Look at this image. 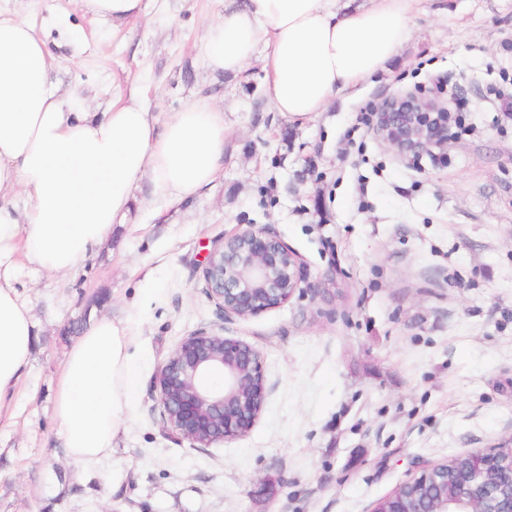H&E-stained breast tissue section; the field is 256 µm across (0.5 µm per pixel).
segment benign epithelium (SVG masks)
Here are the masks:
<instances>
[{
	"label": "benign epithelium",
	"instance_id": "1",
	"mask_svg": "<svg viewBox=\"0 0 512 512\" xmlns=\"http://www.w3.org/2000/svg\"><path fill=\"white\" fill-rule=\"evenodd\" d=\"M450 113L435 99L407 93L384 101L374 130L401 158L416 162L448 147ZM209 297L227 314L257 316L287 303L302 282L297 254L254 225L214 244L203 268ZM169 428L196 448L247 435L266 399L262 357L250 344L214 330L183 337L153 381ZM437 463L374 503L370 512H512V441Z\"/></svg>",
	"mask_w": 512,
	"mask_h": 512
}]
</instances>
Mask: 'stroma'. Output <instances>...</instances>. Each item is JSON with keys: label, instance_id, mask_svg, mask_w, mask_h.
I'll return each instance as SVG.
<instances>
[{"label": "stroma", "instance_id": "35a3bbf8", "mask_svg": "<svg viewBox=\"0 0 512 512\" xmlns=\"http://www.w3.org/2000/svg\"><path fill=\"white\" fill-rule=\"evenodd\" d=\"M246 0H144L119 27L73 0H0L44 38L51 75L104 106L136 94L165 123L199 98L224 114V166L191 201L149 182L75 272L25 268L35 342L12 423H0V512H369L428 466L512 438V0H420L384 68L289 119L259 46L210 69L208 24ZM460 124L446 159H400L362 109L435 85ZM267 228L302 263L301 293L224 314L202 269L217 239ZM139 326L141 384L110 458L69 460L56 432L66 353L102 317ZM256 348L267 397L245 437L195 448L170 433L152 381L183 336Z\"/></svg>", "mask_w": 512, "mask_h": 512}]
</instances>
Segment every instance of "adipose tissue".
<instances>
[{"instance_id": "obj_1", "label": "adipose tissue", "mask_w": 512, "mask_h": 512, "mask_svg": "<svg viewBox=\"0 0 512 512\" xmlns=\"http://www.w3.org/2000/svg\"><path fill=\"white\" fill-rule=\"evenodd\" d=\"M418 2L247 0L209 23L202 52L210 68L236 74L268 46L273 107L307 118L384 67L410 37ZM51 70L31 27L0 15V421L16 415L33 341L20 266L76 270L129 210L140 181L185 200L216 178L224 158V114L214 103L191 102L160 130L139 102L96 111L80 89L51 81ZM19 194L22 211L12 203ZM136 336L132 318L104 317L68 351L55 414L73 461L110 457L128 423L140 380Z\"/></svg>"}]
</instances>
